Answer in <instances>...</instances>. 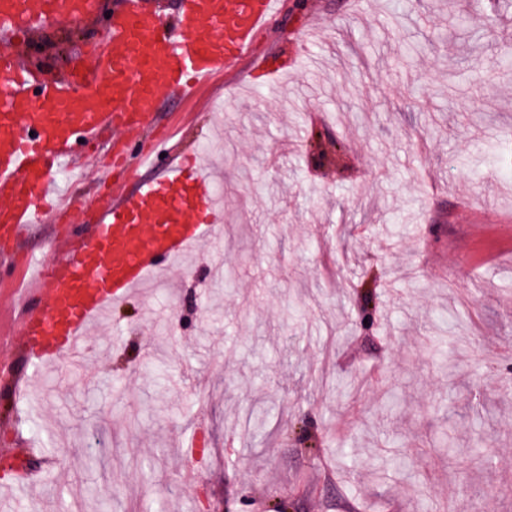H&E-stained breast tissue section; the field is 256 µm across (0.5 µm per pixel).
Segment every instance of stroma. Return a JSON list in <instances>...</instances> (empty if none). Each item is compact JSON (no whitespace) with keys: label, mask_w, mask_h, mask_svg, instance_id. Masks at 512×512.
<instances>
[{"label":"stroma","mask_w":512,"mask_h":512,"mask_svg":"<svg viewBox=\"0 0 512 512\" xmlns=\"http://www.w3.org/2000/svg\"><path fill=\"white\" fill-rule=\"evenodd\" d=\"M387 3L284 0L201 103L164 95L152 128L104 134L111 183L62 174L70 206L0 237L13 336L24 254L53 256L110 186L149 177L140 153L200 158L223 197V237L89 337L94 380L0 358V463L26 444L39 473L24 490L0 477V512L92 487L112 512H512V79L485 67L512 51V0H413L396 23ZM105 26L49 24L33 59L63 74ZM396 455L416 483L374 480Z\"/></svg>","instance_id":"1"}]
</instances>
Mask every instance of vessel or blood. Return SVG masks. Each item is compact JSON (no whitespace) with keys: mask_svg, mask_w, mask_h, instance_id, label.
I'll use <instances>...</instances> for the list:
<instances>
[{"mask_svg":"<svg viewBox=\"0 0 512 512\" xmlns=\"http://www.w3.org/2000/svg\"><path fill=\"white\" fill-rule=\"evenodd\" d=\"M279 8L280 0H180L170 25L141 0H120L106 46L49 78L21 45L53 20L94 21L98 0H0V236L21 238L43 221L55 173L86 159L103 127L125 134L152 125L161 92L192 97L250 53ZM222 211L193 161L165 166L132 191L115 190L96 223L54 262L27 255L36 282L23 295V356L35 366L81 357L90 325L154 273L222 238Z\"/></svg>","mask_w":512,"mask_h":512,"instance_id":"1","label":"vessel or blood"}]
</instances>
